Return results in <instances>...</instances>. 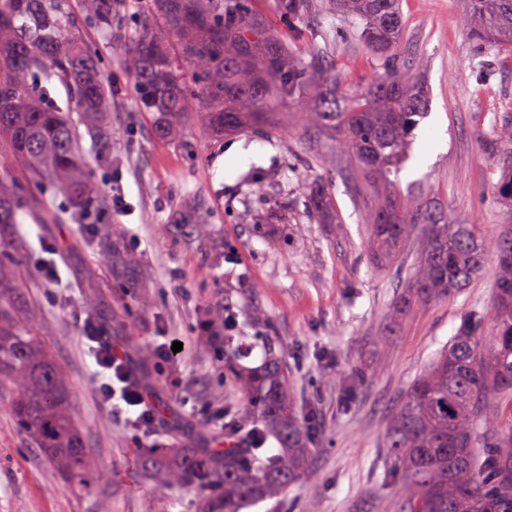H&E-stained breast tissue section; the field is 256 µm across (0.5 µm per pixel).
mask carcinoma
<instances>
[{"instance_id": "1", "label": "carcinoma", "mask_w": 512, "mask_h": 512, "mask_svg": "<svg viewBox=\"0 0 512 512\" xmlns=\"http://www.w3.org/2000/svg\"><path fill=\"white\" fill-rule=\"evenodd\" d=\"M0 0V142L29 180L63 195L71 218L99 208L94 171L80 159L77 123L105 143L108 90L96 56L79 35L90 24L112 31L124 0ZM291 16L334 12L363 22L360 39L385 72L360 91L346 92L316 53L294 62L287 48L262 36L239 0H150L135 28L130 66L144 109L156 114L154 134L168 141L176 122L196 116L213 136L268 134L296 118L321 142L339 149V177L365 210L373 258L398 263L418 238L413 272L399 303L460 296L494 255L498 277L490 311L465 307L454 336L431 365L401 392L383 447L389 477L399 485V512H512V223L499 234L479 224H455L433 202L402 193L399 176L410 158L413 132L426 116L425 80L400 59V0H282ZM464 26L481 45L512 53V0H465ZM63 86L62 102L56 89ZM295 111L290 112L288 108ZM499 178L494 195L512 218V113L502 112L489 141ZM54 224L57 211L33 203L9 169H0V396L18 430L52 464L72 493L106 489L89 436L73 415L72 386L56 354L33 324L13 254L21 246L20 216ZM85 235L120 270L124 246L96 226ZM92 323L120 330L112 307H95ZM224 315L201 319L214 338ZM224 368L252 403L251 415L231 416L224 433L253 422L276 438L279 450L227 448L202 422L191 435L140 449L138 464L156 484L199 492L197 512H243L279 497L304 474L318 438L313 410L298 404L281 347L265 337L256 368L234 336L218 337ZM130 359L150 380L154 355L136 347Z\"/></svg>"}]
</instances>
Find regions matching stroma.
I'll return each instance as SVG.
<instances>
[{
  "label": "stroma",
  "instance_id": "obj_1",
  "mask_svg": "<svg viewBox=\"0 0 512 512\" xmlns=\"http://www.w3.org/2000/svg\"><path fill=\"white\" fill-rule=\"evenodd\" d=\"M148 0H126L121 25L84 27L112 83V141L106 159L86 155L101 195L119 193L122 209L95 212L93 224L121 237L133 278H119L82 225L62 217L44 226L24 219L19 236L32 252L54 248L68 300H61L38 268H19L37 307L35 325L55 349L74 392V412L90 435L111 490L82 496L65 491L56 469L40 458L0 414V512H195L197 493L170 485L159 493L136 466L134 451L148 434L113 420L97 400L95 365L83 339V321L104 301L124 324L113 347L125 351L158 334L190 345L175 368L154 371L148 387L170 422L189 426L232 404L247 402L210 345L202 340L203 313L233 309L237 335L278 337L300 404L316 408L321 433L304 477L277 503L247 512H397V494L383 476V437L404 387L447 344L462 304H492L495 262L454 300L403 312L396 306L392 270L375 264L364 233V210L337 175L334 148L293 127L260 136L225 135L209 141L201 125L180 122L174 139L153 134L125 57L128 37ZM250 14L288 48L308 59L319 50L342 85L365 86L384 66L358 38L357 21L333 13L286 18L279 0H245ZM401 48L422 58L429 114L414 131L413 156L400 175L402 190L419 185L458 224L486 232L504 223L492 192L498 175L486 146L496 116L512 112V58L478 49L463 27L462 0H401ZM334 206H310L313 180ZM192 205L209 223L206 236L187 241L173 221ZM334 385H326L325 375ZM354 385L345 395L346 385Z\"/></svg>",
  "mask_w": 512,
  "mask_h": 512
}]
</instances>
